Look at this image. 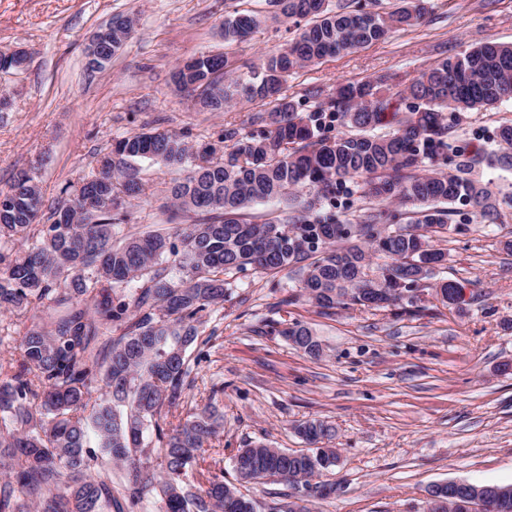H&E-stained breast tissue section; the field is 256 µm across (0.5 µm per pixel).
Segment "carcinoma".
Wrapping results in <instances>:
<instances>
[{
    "mask_svg": "<svg viewBox=\"0 0 512 512\" xmlns=\"http://www.w3.org/2000/svg\"><path fill=\"white\" fill-rule=\"evenodd\" d=\"M224 16L222 54H201L176 67L175 84L190 78L203 89L197 104L222 112L246 99L261 102L244 133L224 126V152H198L185 135L150 130L121 137L100 155L99 171L67 185L49 224H38L43 199L34 175L23 172L0 190V310L42 312L18 336L15 367L0 370V461L13 480L0 485V512H125L157 499L156 512H258L240 486L265 478L316 494L336 465V449L321 442L335 431L320 420L295 427L311 448L264 444L237 450L236 482L206 467L210 441L224 428L211 386L202 402L179 413L193 373L188 349L207 316L224 304L227 276L249 268L299 275L302 295L322 310L401 303L399 290L429 279L426 264L445 260L431 233L448 224V205H472L494 223L499 202L472 176L473 156L455 152L454 172L424 168L448 156L451 130L444 112L493 106L512 95V46L481 43L421 72L398 93L414 100L395 115V129L373 130L392 103L371 81H349L303 116L284 94L294 69L384 39L421 24L425 0H399L380 14L352 8L354 0H266ZM297 25L291 43L243 74L233 47L268 20ZM305 21L299 25V21ZM130 19H112V52L131 33ZM347 132L324 135L326 119ZM494 161L512 168V122L498 129ZM180 172L169 200L192 223L128 230L126 204L143 194L140 162ZM348 182L359 183L372 207L353 225L322 212ZM276 201L280 213L262 222L250 210ZM413 205L399 226L393 202ZM387 258L382 264L380 257ZM121 333L112 335V326ZM272 332L310 356L320 349L294 322ZM98 449L87 445L89 435ZM126 484L112 494V467ZM488 510L465 495L447 498L443 512H512V485Z\"/></svg>",
    "mask_w": 512,
    "mask_h": 512,
    "instance_id": "obj_1",
    "label": "carcinoma"
}]
</instances>
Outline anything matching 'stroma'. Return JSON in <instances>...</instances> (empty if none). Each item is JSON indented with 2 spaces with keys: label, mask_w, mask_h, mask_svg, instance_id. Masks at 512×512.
<instances>
[{
  "label": "stroma",
  "mask_w": 512,
  "mask_h": 512,
  "mask_svg": "<svg viewBox=\"0 0 512 512\" xmlns=\"http://www.w3.org/2000/svg\"><path fill=\"white\" fill-rule=\"evenodd\" d=\"M421 25L293 72L286 93L308 113L317 94L345 80L385 79L391 93L441 58L481 42L512 44V0H427ZM233 0H0V51L31 55L21 71L0 72L12 105L0 112V190L34 170L46 204L89 174L112 139L150 129L188 133L218 146L225 123L249 128L255 102L221 112L200 110L179 93L172 72L182 60L224 50L222 22ZM132 19L130 37L104 70L88 68L91 35L115 16ZM290 25L267 23L235 46L238 63L257 61L292 41ZM512 121V99L448 115L453 147L471 153L497 147V128ZM145 196L134 222L184 224L163 210L174 174L143 161ZM476 176L501 198L485 225L466 203L452 204L442 248L448 261L433 282L463 285L462 309L424 301L385 309L354 306L322 313L301 296L299 278L248 270L231 275L224 305L206 329L209 342L197 379L221 387L224 427L212 471L232 479V458L249 443L300 450L295 423L331 424L336 467L324 481L336 491L313 512H423L430 486L448 480L512 484V169L481 166ZM301 322L322 351L311 357L265 326ZM198 347L191 355L198 356Z\"/></svg>",
  "instance_id": "1"
}]
</instances>
